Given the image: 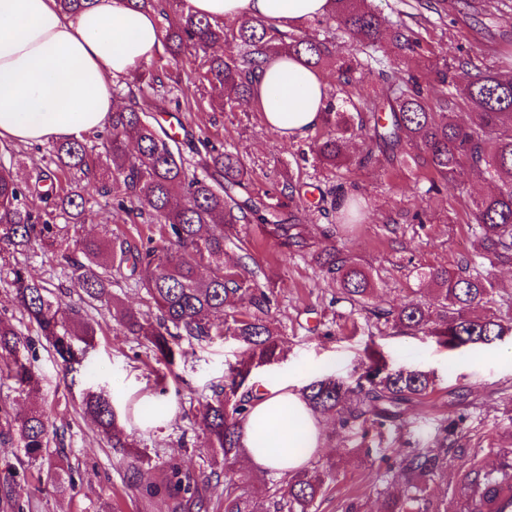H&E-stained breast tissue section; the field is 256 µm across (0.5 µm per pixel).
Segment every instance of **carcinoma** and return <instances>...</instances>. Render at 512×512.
Returning a JSON list of instances; mask_svg holds the SVG:
<instances>
[{
  "label": "carcinoma",
  "mask_w": 512,
  "mask_h": 512,
  "mask_svg": "<svg viewBox=\"0 0 512 512\" xmlns=\"http://www.w3.org/2000/svg\"><path fill=\"white\" fill-rule=\"evenodd\" d=\"M133 7L153 10L161 18L164 54L176 60L187 50L204 53L201 78L211 90L212 102L233 109L250 100L256 70L264 60L279 54L294 55L310 68L332 66L344 85L356 80L359 63L336 54V46L299 29L287 35L260 20L243 18L226 30L204 17L181 12L171 17L169 0H131ZM333 21L350 39L375 49L387 38L402 54L415 52L418 41L402 24L384 26L369 0H330V9L317 23ZM232 38L245 52L238 57L209 56L207 50ZM441 96L431 105L418 78L402 79L395 93L369 97L373 111L345 112L328 104L323 118L327 134L314 141L312 150L323 165L340 168L350 164L349 149L354 128L373 132L374 148L360 158L364 166L394 150L402 141L415 143L416 165L426 168L444 182L467 172L495 183V190L472 200L470 223L475 225L482 255L490 264H512V76L490 67L480 68L470 58L435 70ZM130 104L112 113V120L95 135L91 145L85 139H71L52 145V170L39 168L24 180L0 163V268L9 269L7 281L22 316L37 329L59 357L68 374L83 360L95 330L78 319L79 311L61 303L48 283L29 278L15 255L36 246L56 249L60 263L72 270L79 300L85 306H104L120 331L134 336L156 360L168 366L182 356L178 340L210 341L230 336L248 346L252 358L269 362L280 353L283 339L268 320L273 302L268 292L248 271L224 267L226 243L236 236L239 224L256 223L261 232L277 241L286 253L310 248L305 226L285 223L279 218L285 203L269 199L256 202L247 195L248 169L239 156L209 140L200 145V170L186 164L181 148L168 131L152 122V113L165 112L166 99L141 104L128 91ZM467 119H458L459 112ZM94 179L102 198L130 221L148 213L160 225L165 244L133 247L128 242L76 239L69 242L55 224L84 221L89 199L82 181ZM330 209L339 213L343 224L357 221L354 198L338 194ZM328 284L336 288V301L363 312L367 318L395 334L430 333L444 343L461 347L489 343L512 331L503 316L485 311L494 291L488 277L471 270L463 259L454 272L445 267L416 270L419 283L429 287L431 300L425 304L402 302L380 307L370 303L378 288L373 272L352 257L334 249L313 254ZM131 264L141 271L137 286L144 289L156 315L123 306L112 295V270ZM206 265L208 277L199 276ZM249 296L252 310L238 309V301ZM84 347L75 348V342ZM32 339L0 319V379L13 383L23 394L38 384L26 352ZM249 367L231 373L229 382L205 405L203 427L212 457H222V472L235 471L242 457V424L248 399L240 392ZM432 378L421 371H390L373 362L356 385L331 378L316 380L302 390V397L315 413L336 414L341 425L369 422L380 427L400 419L401 405L421 401L432 391ZM85 411L114 448L136 447L134 433L120 423L107 392L89 391L83 399ZM0 436L16 443L37 469L38 479L60 493L73 487L68 471L54 463L60 449L57 431L40 408L13 413L0 407ZM405 479L404 497L387 502L382 512H419L425 501L427 481L440 469L439 454L433 448H414L397 464ZM202 481L172 462L160 479L145 486V494L164 495L172 501V512H210V500ZM325 492V472L302 470L283 479H271L259 492L241 491L230 479L225 483L221 512H260L267 502L274 512H311L316 499Z\"/></svg>",
  "instance_id": "cac0c4a2"
}]
</instances>
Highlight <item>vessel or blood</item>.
I'll return each mask as SVG.
<instances>
[{"label": "vessel or blood", "mask_w": 512, "mask_h": 512, "mask_svg": "<svg viewBox=\"0 0 512 512\" xmlns=\"http://www.w3.org/2000/svg\"><path fill=\"white\" fill-rule=\"evenodd\" d=\"M504 462L497 475L472 467L466 478V512H512V452L503 451Z\"/></svg>", "instance_id": "obj_1"}]
</instances>
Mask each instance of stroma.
Instances as JSON below:
<instances>
[{
  "instance_id": "obj_1",
  "label": "stroma",
  "mask_w": 512,
  "mask_h": 512,
  "mask_svg": "<svg viewBox=\"0 0 512 512\" xmlns=\"http://www.w3.org/2000/svg\"><path fill=\"white\" fill-rule=\"evenodd\" d=\"M429 2L372 0L387 23L412 28L419 47L402 58L398 68L414 71L430 97L440 93L436 66L468 54H478L483 65L498 71H512V0H448L444 13L430 9ZM317 32L335 41L339 54L359 61L356 77L368 86L374 83L375 58H389L392 51L386 41L377 50L365 48L333 22ZM193 61L189 55L176 63L156 59L143 65V72L164 67L180 78L170 94L179 101L180 112L158 113V121L165 126L181 121L190 136L238 152L250 171L252 196L266 197L289 178L303 183L306 194L299 208L311 229L314 250L334 247L376 269L381 282L375 304L424 301L416 268L445 266L453 271L468 258L496 284L492 310L505 312L512 266L492 267L480 258L469 222L471 201L487 190L486 181L466 175L441 192H431L423 168L404 164L399 150L368 167L324 166L310 152V138L282 139L264 124L256 105L214 111L209 88L199 79ZM339 184L365 209L360 224L340 233L333 229V216L317 206L320 196ZM94 193V184H87L84 194L93 203L78 227L79 236L109 232L134 246L157 237L155 225L126 223L122 212L95 199ZM417 213L422 222H413ZM239 237L243 248H228L224 260L230 265L246 263L257 272L260 284L273 288L272 316L284 332L282 353L270 363L251 365L249 383L269 382L287 373L299 388L325 376L352 385L374 357L392 370L426 372L435 383L427 401L403 405L409 433L389 425L382 434L366 435L360 426L344 427L338 418L330 419L322 435L323 449L310 462L311 467L330 470L328 489L317 499L316 512H377L387 496L403 489L397 463L407 449L439 447L444 439V476L431 482L422 509L439 512L440 505L457 494L471 464L493 469L497 449L512 448V364L500 357L512 349V334L490 344L451 349L435 336L380 331L366 316L349 315L345 304L336 302V290L323 279L311 252L282 253L253 224L241 225ZM20 264L28 276L48 281L64 301H76L71 277L52 250H34ZM89 317L96 323L93 346L75 371L64 373L52 348L43 342L29 354L39 378L37 387L23 396L0 387V402L12 403L14 410L39 407L50 414L64 441L60 462L72 474L75 487L61 494L35 479L24 480L13 499L0 495V512H99L107 503L115 512H171L168 499L144 497L140 487L157 480L172 456L184 469L206 478L208 497L222 499L223 482L209 477L212 452L201 411L234 367L251 364L250 351L230 338L184 340L180 346L185 358L168 367L149 357L135 337L116 331L106 309L90 311ZM160 379L176 393L177 408L170 420L136 429L145 458L138 481L132 484L117 469L119 453L83 412L82 401L87 391L99 388L127 399L150 391Z\"/></svg>"
}]
</instances>
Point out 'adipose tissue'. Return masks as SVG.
I'll use <instances>...</instances> for the list:
<instances>
[{"label":"adipose tissue","mask_w":512,"mask_h":512,"mask_svg":"<svg viewBox=\"0 0 512 512\" xmlns=\"http://www.w3.org/2000/svg\"><path fill=\"white\" fill-rule=\"evenodd\" d=\"M329 0H185L213 22L254 18L287 28L324 15ZM161 50L159 18L129 0H94L66 13L56 0H0V148L80 137L102 128L119 99L121 78ZM253 100L283 139L306 137L323 119L327 84L293 56L265 61ZM323 420L292 382L263 383L243 425L248 464L285 476L321 446Z\"/></svg>","instance_id":"obj_1"}]
</instances>
